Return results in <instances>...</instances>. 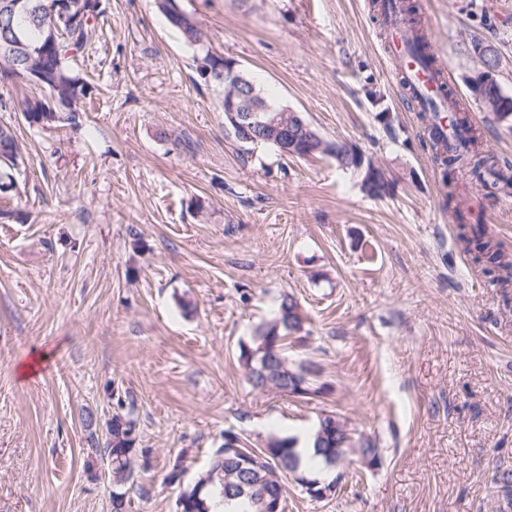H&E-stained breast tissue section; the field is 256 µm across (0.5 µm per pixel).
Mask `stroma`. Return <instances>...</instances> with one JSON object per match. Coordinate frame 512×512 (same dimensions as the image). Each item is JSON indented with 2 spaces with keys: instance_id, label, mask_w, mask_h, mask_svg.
Instances as JSON below:
<instances>
[{
  "instance_id": "35a3bbf8",
  "label": "stroma",
  "mask_w": 512,
  "mask_h": 512,
  "mask_svg": "<svg viewBox=\"0 0 512 512\" xmlns=\"http://www.w3.org/2000/svg\"><path fill=\"white\" fill-rule=\"evenodd\" d=\"M187 45L157 0H105L70 60L91 86L80 127L27 123L32 83L0 76V126L22 160L0 193V512H112L85 414L136 421L127 512H177L236 434L252 446L336 414L378 460L349 457L318 500L285 512H512V303L465 252L442 167L398 84L375 0H178ZM432 51L484 149L512 128L475 99L472 41L501 51L512 95V0H418ZM378 164L386 196L334 159L239 143L204 53ZM512 254V196L461 192ZM305 316L288 358L318 394L252 390L240 343L283 295ZM187 471L166 476L176 458ZM158 7L166 16L170 24L181 33L187 43L192 44L202 40L204 34L194 15L189 13L191 15L190 16L183 11H181V13H177L175 10L179 8L173 0H161L159 1ZM202 42H198L192 46L201 45Z\"/></svg>"
}]
</instances>
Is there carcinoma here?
Returning <instances> with one entry per match:
<instances>
[{
  "label": "carcinoma",
  "mask_w": 512,
  "mask_h": 512,
  "mask_svg": "<svg viewBox=\"0 0 512 512\" xmlns=\"http://www.w3.org/2000/svg\"><path fill=\"white\" fill-rule=\"evenodd\" d=\"M72 10L66 19H61L56 0H25V7L13 13L0 10V28L4 35L18 34L24 49L6 57L0 54V68L12 76L30 80L28 69L39 72L37 85L49 92L50 101L27 99L22 114L31 124H39L51 112L49 121L63 126L76 127L82 122V101L87 98L89 85L69 69L68 59L81 51L88 42L94 23L105 14L102 0H71ZM159 9L184 40L192 44L202 40L203 31L197 19L187 13L176 12L175 0H159ZM399 12L413 32V50L420 54L429 43L417 14L413 0H399ZM203 61L210 67V78L217 82L224 74V58L205 53ZM20 147L10 129L0 127V188L4 179L11 178L9 170L19 163ZM444 179L453 180L457 171L467 173L480 184L492 183L494 188L508 194L512 192V163L498 160L479 148L475 136L456 134V144L447 148V155L440 160ZM459 224V238L466 250L474 254V260L483 265V271L492 282L504 288L512 281V260L503 246L487 233L480 219H473L460 210H453ZM305 317L297 309L296 301L289 295L281 299L275 316L268 325H281L279 334L285 342L269 353L267 364L251 369L243 365L244 375L251 387L259 392H288V385L301 382L311 387L313 376L299 373L301 367L290 366L293 374L281 370L282 361L288 359L287 339L301 332ZM136 420L131 415L115 414L108 425L104 441L93 435L88 438L92 453L112 455V512H124L127 494L132 489L131 460L135 448ZM347 429L331 427L321 433V424L313 428L314 447L325 465L334 467L344 462L348 455H368L378 458L377 448L369 439L345 443ZM272 456L257 462L252 469L240 467L232 455L218 449L207 469L192 485L179 494L177 504L180 512H215L213 496L227 500H238L244 504L243 512H259V503L267 494L286 497L284 483L274 480L283 472H296L299 458L290 438H269Z\"/></svg>",
  "instance_id": "cac0c4a2"
}]
</instances>
